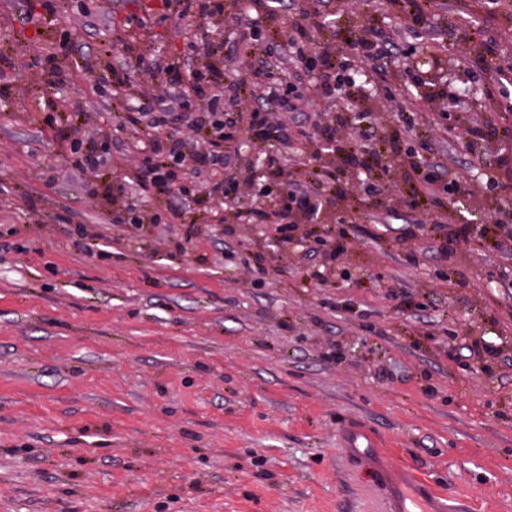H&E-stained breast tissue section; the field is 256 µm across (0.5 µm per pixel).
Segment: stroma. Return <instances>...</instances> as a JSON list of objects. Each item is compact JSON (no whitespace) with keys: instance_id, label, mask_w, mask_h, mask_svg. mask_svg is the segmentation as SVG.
<instances>
[{"instance_id":"stroma-1","label":"stroma","mask_w":512,"mask_h":512,"mask_svg":"<svg viewBox=\"0 0 512 512\" xmlns=\"http://www.w3.org/2000/svg\"><path fill=\"white\" fill-rule=\"evenodd\" d=\"M40 3L0 0V53L19 64L0 94V512H374L377 472L401 466L471 512H512V253L461 236L446 257L423 238L395 246L407 221L436 218L396 206L398 168L393 195L369 204L383 226L334 207L286 240L227 227L216 198L129 234L113 221L122 199L90 196L69 162L42 102L49 73L58 101L83 106L85 143L111 146L101 173L120 184L137 163L100 70L127 65L138 85L132 54L170 57L184 29L224 26L125 28L162 0H103L89 27L22 24ZM471 23L467 0H439L432 35L455 52ZM441 145L464 183L449 228L483 227L486 177L512 198L498 165L512 135L479 161ZM229 150L245 206L266 147L243 133ZM187 222L201 234L185 238ZM351 426L382 444L374 463L346 455Z\"/></svg>"}]
</instances>
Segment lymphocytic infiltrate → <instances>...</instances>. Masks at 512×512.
I'll return each instance as SVG.
<instances>
[{
  "instance_id": "f902f5d3",
  "label": "lymphocytic infiltrate",
  "mask_w": 512,
  "mask_h": 512,
  "mask_svg": "<svg viewBox=\"0 0 512 512\" xmlns=\"http://www.w3.org/2000/svg\"><path fill=\"white\" fill-rule=\"evenodd\" d=\"M436 7L437 0H383V10L405 20V27L385 29L379 14H372L363 29L339 33V40L354 48L352 55L344 56L334 45H321L317 38L321 27L318 0H301L285 22L270 9L268 0H251L250 8L233 20L235 31L241 34L234 79L224 78L223 42L196 37L187 43L186 60L161 63L139 59V68L151 79L140 90L146 101L142 107L127 106L131 94L128 74L112 69V101L123 107V125L145 152L135 180L116 185V194L165 196L176 184L179 172L209 168L221 172V179L179 186L182 205L174 209V217H183L185 206L230 197L237 190V181L225 143L245 131L258 141L287 144L289 116L302 112L311 98L318 97L336 104L335 115L315 123L314 129L320 139L336 142L342 167L319 163L308 168L301 180L292 181L285 176L281 153L267 154L266 192L275 203L240 210L242 223L276 224L282 234H289L335 196L344 166L360 172L357 187L347 193L354 200L382 193L384 179L396 160L410 170L406 206L430 211L443 207L445 194L455 190L457 182L432 150L438 140L435 125L421 126L414 105L400 104L393 95H386L382 107L396 115L389 134L379 133L374 123L365 119L355 134L345 138L338 135L349 124L347 114L352 103L362 98L360 72L370 71L378 80L389 82L392 72L387 61L399 49L406 27L425 28ZM161 73L184 77V90L176 92L157 82ZM425 96L447 99L449 111L455 114L454 136L467 146L488 143L495 130L512 129L511 98H493L492 114L483 118L462 108L461 89L430 82ZM83 115L77 105L61 112L60 117L72 122L69 148L73 168L95 180L104 157L85 150L79 135ZM180 124L192 131L191 139L159 138V131Z\"/></svg>"
}]
</instances>
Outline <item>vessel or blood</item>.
Masks as SVG:
<instances>
[{
    "mask_svg": "<svg viewBox=\"0 0 512 512\" xmlns=\"http://www.w3.org/2000/svg\"><path fill=\"white\" fill-rule=\"evenodd\" d=\"M346 452L355 457L374 455L373 436L360 428L347 430ZM384 492L378 500L377 512H460L459 503L448 494L435 491L420 473L409 472L401 482L383 477Z\"/></svg>",
    "mask_w": 512,
    "mask_h": 512,
    "instance_id": "b4317fda",
    "label": "vessel or blood"
}]
</instances>
